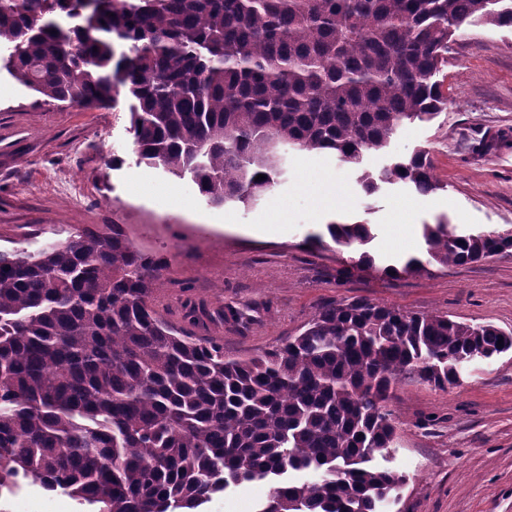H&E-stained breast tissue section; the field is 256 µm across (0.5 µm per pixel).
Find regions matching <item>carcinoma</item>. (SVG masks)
Segmentation results:
<instances>
[{"label": "carcinoma", "mask_w": 512, "mask_h": 512, "mask_svg": "<svg viewBox=\"0 0 512 512\" xmlns=\"http://www.w3.org/2000/svg\"><path fill=\"white\" fill-rule=\"evenodd\" d=\"M512 28V0H0V63L46 101L132 100L140 162L190 177L214 206L251 204L284 174L279 147L359 168L448 97L435 80L467 26ZM259 174L266 175L262 181ZM442 189L429 152L359 184ZM351 270L416 275L512 256V231L422 226L424 257L366 249L371 225H327ZM165 265L122 225L0 252V492L19 479L87 512H199L266 480L257 512H380L403 483L389 454L400 377L438 388L512 350V332L367 299L327 304L279 349L224 356L184 306L152 298ZM503 343H498V340Z\"/></svg>", "instance_id": "1"}]
</instances>
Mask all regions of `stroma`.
<instances>
[{
    "mask_svg": "<svg viewBox=\"0 0 512 512\" xmlns=\"http://www.w3.org/2000/svg\"><path fill=\"white\" fill-rule=\"evenodd\" d=\"M436 78L448 95L438 118L367 153L363 170L326 153L289 152L267 196L216 207L191 179L138 163L126 97L101 109L48 104L1 68L0 251L34 252L124 225L137 248L167 261L153 285L167 319L181 322L188 301L240 312L206 330L235 357L271 351L318 306L355 299L512 331V258L396 278L348 272L352 249L304 243L341 219L371 224V247L387 256L422 253V225L441 216L464 230H512V29L461 30ZM417 147L429 150L443 190H361V171ZM389 408L396 431L387 466L406 479L389 512H512V352L468 365L445 389L404 377ZM269 489L242 484L206 512H257ZM0 512L78 510L64 494L26 485L0 496Z\"/></svg>",
    "mask_w": 512,
    "mask_h": 512,
    "instance_id": "1",
    "label": "stroma"
}]
</instances>
